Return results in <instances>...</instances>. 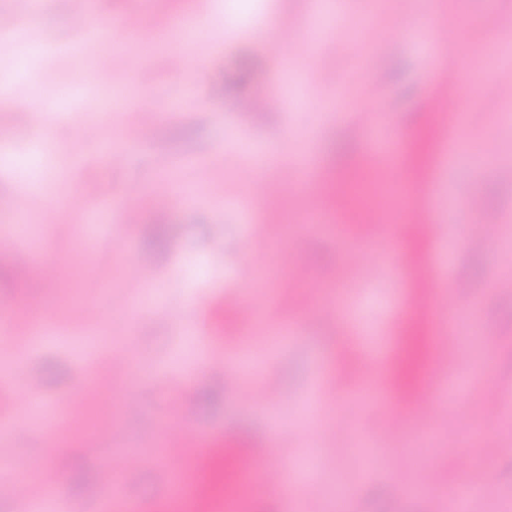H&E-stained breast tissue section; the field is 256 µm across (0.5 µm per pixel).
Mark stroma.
<instances>
[{
  "instance_id": "1",
  "label": "stroma",
  "mask_w": 512,
  "mask_h": 512,
  "mask_svg": "<svg viewBox=\"0 0 512 512\" xmlns=\"http://www.w3.org/2000/svg\"><path fill=\"white\" fill-rule=\"evenodd\" d=\"M88 9L108 25L107 40L87 41L86 22L62 0H0V15L20 14L23 27L16 45L0 48V197L31 191L27 210L48 257L20 279L17 254L0 243V320L28 313L53 323L49 335L14 337L0 354V415L24 409L31 381L48 404L75 399L90 376L105 386L81 435L39 423L0 433V512H17L15 478L38 459L44 477L30 481L32 494L47 479L64 512H98L101 469L130 449L138 463L125 473L128 495L160 505L166 469L179 463L164 453L174 431L246 441L269 465L284 453L308 457L301 495L265 490L246 512H336L344 493L350 512H445L449 487L473 462L491 479L471 512H512V180L501 176L512 170V96L463 107L456 156L430 138L421 192L397 218L441 221L425 250L465 287L441 280L431 297L475 331L449 333L444 316L429 323V342H447L448 366L427 364L429 402L395 401L402 435L376 409L346 400L371 370L349 325L371 341H402L415 279L308 222L302 182L288 174L304 154L336 176L362 162L370 110L412 146L442 72L473 61L512 73V0H89ZM141 9L149 26L130 52L122 17ZM170 11L197 26L199 58L181 70L165 35ZM452 15L470 20L453 54L434 37ZM410 18L422 19L419 31L393 36ZM103 53L113 78L97 88L89 62ZM258 95L272 100L262 121L238 110ZM17 112L30 122L15 123ZM140 112L153 120L108 160ZM249 166L264 183L256 198L242 180ZM151 192L169 197L165 220L154 216ZM269 198L286 199L287 209L267 208ZM466 201L473 223L495 225L493 241L456 221ZM139 257L149 266H136ZM73 282L89 305L78 322L66 302ZM247 295L258 320L221 334L222 309ZM243 356L272 400L200 369L204 359L221 367ZM458 379L467 386L461 409L448 402ZM401 478L421 494L400 490Z\"/></svg>"
}]
</instances>
